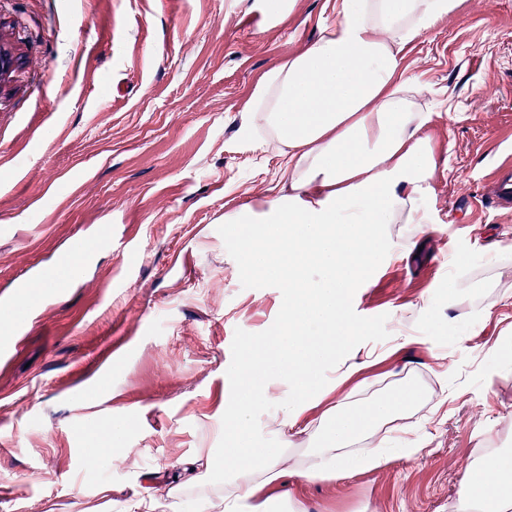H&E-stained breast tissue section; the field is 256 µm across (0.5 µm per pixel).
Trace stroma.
<instances>
[{
	"label": "stroma",
	"instance_id": "1",
	"mask_svg": "<svg viewBox=\"0 0 512 512\" xmlns=\"http://www.w3.org/2000/svg\"><path fill=\"white\" fill-rule=\"evenodd\" d=\"M336 21V0H0V299L87 246L0 334V512H224L223 473L195 459L223 453L225 369L283 297L241 272L224 214L288 193L253 97ZM400 71L435 113L429 221L390 225L347 300L368 330L313 379L281 463L300 512H454L480 449L512 448V210L486 196L512 159V0H462ZM461 276L473 290L449 293ZM406 389L416 454L389 433L380 467L298 474L337 400Z\"/></svg>",
	"mask_w": 512,
	"mask_h": 512
}]
</instances>
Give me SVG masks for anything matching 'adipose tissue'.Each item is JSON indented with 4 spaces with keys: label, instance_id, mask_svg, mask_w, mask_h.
<instances>
[{
    "label": "adipose tissue",
    "instance_id": "obj_1",
    "mask_svg": "<svg viewBox=\"0 0 512 512\" xmlns=\"http://www.w3.org/2000/svg\"><path fill=\"white\" fill-rule=\"evenodd\" d=\"M460 0H339L338 19L302 55L269 71L257 91L264 126L288 149L282 174L288 195L226 212L235 225L227 243L247 275L276 276L286 293L281 316L262 345L244 342L226 369L235 395L225 408L224 512H283L291 495L261 497L278 479L284 453L256 444L251 423L276 400V378L290 382L298 402L312 374L365 330L346 301L379 257L377 241L390 224H423L418 202L434 174L424 135L432 113L416 108L422 85L401 77L399 60L422 32L456 11ZM414 399L411 391L362 404L339 401L315 460L303 469L322 480L380 465L377 449L358 448ZM462 512H512V451L468 467Z\"/></svg>",
    "mask_w": 512,
    "mask_h": 512
}]
</instances>
